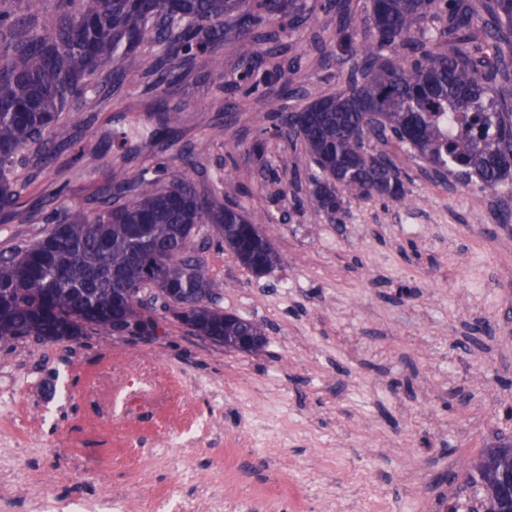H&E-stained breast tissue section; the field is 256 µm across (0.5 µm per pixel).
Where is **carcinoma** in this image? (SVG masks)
<instances>
[{
    "label": "carcinoma",
    "instance_id": "1",
    "mask_svg": "<svg viewBox=\"0 0 512 512\" xmlns=\"http://www.w3.org/2000/svg\"><path fill=\"white\" fill-rule=\"evenodd\" d=\"M24 0L20 15L0 9V210L15 205L17 156L34 149L36 165L53 163L57 150L46 132L71 105L86 100L93 79L141 81L147 89L184 79L197 57L224 75L223 52L240 43L276 42L270 23L305 22L307 0ZM346 0H324L339 10L336 47L322 56L354 61L345 89L294 112L267 95L281 78L241 75L246 96L264 100L270 131L301 141L320 176L310 183L316 206L335 214L343 194L400 200L404 183L392 161L366 140L395 138L411 157L436 173L492 190L512 178V103L488 96L490 83L512 78V0H372L362 32L351 27ZM448 51L434 52L439 41ZM162 54L146 56L147 48ZM93 212L66 210L33 244L0 257V343L34 336L68 342L85 327L116 335L153 329L139 308L149 286L174 319L193 334L228 349L258 353L263 328L224 312L207 268L187 254L208 224L224 249L263 275L280 261L269 236L234 204L218 205L173 177L120 202L112 185L100 188ZM475 475L458 485L448 512H512L506 484L512 441L487 452Z\"/></svg>",
    "mask_w": 512,
    "mask_h": 512
}]
</instances>
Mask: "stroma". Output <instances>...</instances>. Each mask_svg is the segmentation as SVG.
I'll return each instance as SVG.
<instances>
[{
  "mask_svg": "<svg viewBox=\"0 0 512 512\" xmlns=\"http://www.w3.org/2000/svg\"><path fill=\"white\" fill-rule=\"evenodd\" d=\"M335 37V15L318 10L279 31L277 50L225 54L223 80L200 57L167 91L126 81L100 110L91 86L53 129L55 162L15 163L2 253L149 171L239 205L282 261L258 276L210 227L192 241L218 305L264 328L257 354L191 334L158 304L148 336L0 345V512L49 500L67 512H448L444 475L466 479L512 437V182L483 191L377 141L403 199L347 195L329 215L309 197L304 146L265 135L263 101L239 90L245 67L275 64L268 93L287 109L344 89L350 64L318 51Z\"/></svg>",
  "mask_w": 512,
  "mask_h": 512,
  "instance_id": "35a3bbf8",
  "label": "stroma"
}]
</instances>
